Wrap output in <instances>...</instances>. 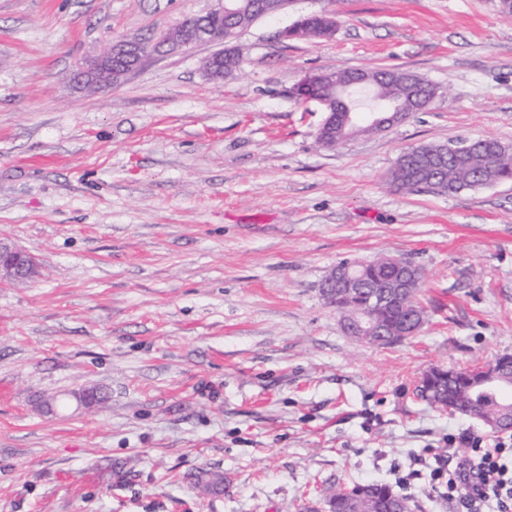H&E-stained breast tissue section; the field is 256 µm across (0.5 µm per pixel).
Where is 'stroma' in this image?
<instances>
[{
  "mask_svg": "<svg viewBox=\"0 0 512 512\" xmlns=\"http://www.w3.org/2000/svg\"><path fill=\"white\" fill-rule=\"evenodd\" d=\"M498 0H291L219 43L150 51L119 83L71 74L157 41L213 0H0V239L34 254L0 287V512H296L385 480L453 512L448 440L495 439L416 391L431 366L512 354V181L451 195L390 182L412 147L512 146V19ZM334 34L280 33L314 13ZM389 68L438 87L402 122L318 142L309 73ZM407 259L421 331L348 336L320 289L344 259ZM106 395L94 407L77 395ZM223 473L206 494L188 475ZM235 40L226 42L225 44L227 47H225L224 52L211 56L212 61L208 59L205 60L206 66L203 68V70L209 79L214 80L216 77H218V63H223V66L220 68V75L218 77L219 80L224 79V77L230 78L234 76L235 72L239 69L241 62L240 57L236 55V48L232 45ZM224 71L226 72L225 76ZM146 56V50L138 42L126 40L113 42L99 56L76 70L70 82L93 89L107 84H116L140 69Z\"/></svg>",
  "mask_w": 512,
  "mask_h": 512,
  "instance_id": "1",
  "label": "stroma"
}]
</instances>
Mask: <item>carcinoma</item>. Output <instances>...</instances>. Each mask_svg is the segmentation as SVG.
Masks as SVG:
<instances>
[{
	"label": "carcinoma",
	"mask_w": 512,
	"mask_h": 512,
	"mask_svg": "<svg viewBox=\"0 0 512 512\" xmlns=\"http://www.w3.org/2000/svg\"><path fill=\"white\" fill-rule=\"evenodd\" d=\"M272 0H228L224 6V29L241 33L257 19L273 12ZM336 22L325 14L310 15L288 29V35L308 41L327 39L335 31ZM240 67L236 48L227 43L224 49L225 77L234 76ZM368 102L361 103L346 88L353 77L351 71L336 72V83L320 87L321 94L336 102L326 135L328 146L335 147L351 135L345 128L349 112H361L370 104H383L393 112L409 115L421 111L423 104L436 95V87L426 79L396 69L364 71ZM512 180V148L495 139H478L463 144H432L403 151L391 172V183L406 192L426 190L436 194H454ZM355 276L361 287L336 294V310L348 319L366 313L376 326L389 335L398 336L411 322L422 320L424 308L418 301V289L394 292L388 282L402 269L383 256L356 265ZM490 373L497 384L512 388V356L504 354L488 366H475L465 372L442 367L428 370L418 395L438 408H451L480 420L493 428V421L512 415V398L482 384ZM196 486L207 494L223 489L224 475L218 471L199 469L191 474ZM329 500L336 501V512H410V498L382 481L356 482L342 491L330 488Z\"/></svg>",
	"instance_id": "1"
}]
</instances>
